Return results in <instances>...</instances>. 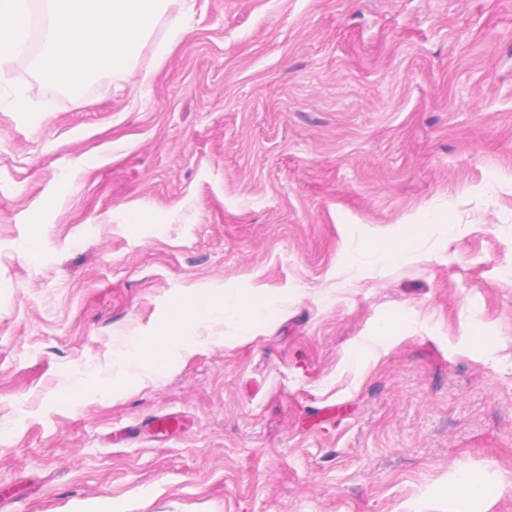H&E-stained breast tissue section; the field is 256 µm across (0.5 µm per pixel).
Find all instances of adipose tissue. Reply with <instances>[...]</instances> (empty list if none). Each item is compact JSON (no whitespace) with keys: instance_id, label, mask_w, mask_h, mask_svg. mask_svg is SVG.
<instances>
[{"instance_id":"ef3b65f1","label":"adipose tissue","mask_w":512,"mask_h":512,"mask_svg":"<svg viewBox=\"0 0 512 512\" xmlns=\"http://www.w3.org/2000/svg\"><path fill=\"white\" fill-rule=\"evenodd\" d=\"M160 0H45L42 55L35 72L49 82L70 77L71 92L81 79L102 67L116 81H128L130 60L157 23ZM33 19V0H0V69L14 61L24 45ZM271 308L262 295L250 299L229 296L178 297L168 318L153 335L136 338L115 359V371L101 381L103 391L122 386L132 373L154 375L176 348L197 344L202 322L220 314L247 325L265 317Z\"/></svg>"}]
</instances>
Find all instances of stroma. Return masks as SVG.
<instances>
[{"instance_id":"stroma-1","label":"stroma","mask_w":512,"mask_h":512,"mask_svg":"<svg viewBox=\"0 0 512 512\" xmlns=\"http://www.w3.org/2000/svg\"><path fill=\"white\" fill-rule=\"evenodd\" d=\"M169 18L124 88L0 78V512H512V0H194L161 57ZM225 293L273 310L85 389ZM413 237L402 239H386L377 241L368 248L367 253L376 261L385 263H397L404 260L411 249ZM482 484L467 470H459L448 483L446 494L449 500L476 499L482 495Z\"/></svg>"}]
</instances>
